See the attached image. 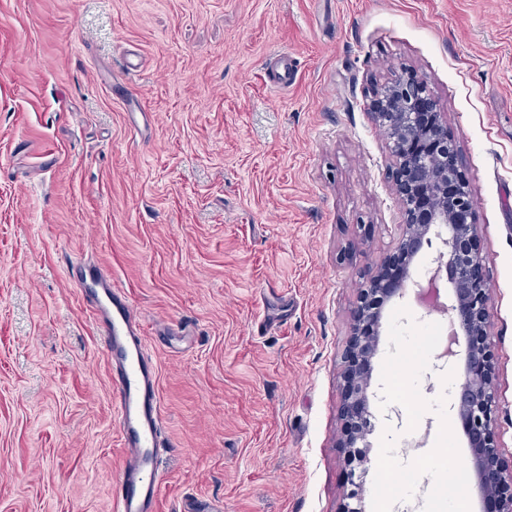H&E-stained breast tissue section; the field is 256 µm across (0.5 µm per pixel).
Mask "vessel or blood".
Here are the masks:
<instances>
[{
  "label": "vessel or blood",
  "instance_id": "vessel-or-blood-1",
  "mask_svg": "<svg viewBox=\"0 0 512 512\" xmlns=\"http://www.w3.org/2000/svg\"><path fill=\"white\" fill-rule=\"evenodd\" d=\"M99 302L106 314L108 342L118 356L114 381L117 424L127 448V461L116 494L118 512H144L162 485L161 403L158 371L148 356L142 328L125 297L111 281L97 280Z\"/></svg>",
  "mask_w": 512,
  "mask_h": 512
}]
</instances>
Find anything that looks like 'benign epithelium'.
I'll return each instance as SVG.
<instances>
[{
  "label": "benign epithelium",
  "instance_id": "7a95c632",
  "mask_svg": "<svg viewBox=\"0 0 512 512\" xmlns=\"http://www.w3.org/2000/svg\"><path fill=\"white\" fill-rule=\"evenodd\" d=\"M371 115L389 147L401 224L394 264L372 269L353 310L341 407L345 428L339 446L356 457L360 471L368 470L369 389L383 311L404 295L415 259L436 239L441 244L436 262L446 271L452 293L445 311L454 333L443 357L458 356L455 347L465 340L463 380L451 396L450 409L473 449L472 470L485 512H512V469H504L500 457L495 355L487 342L489 288L458 141L423 78L408 69L377 89Z\"/></svg>",
  "mask_w": 512,
  "mask_h": 512
}]
</instances>
